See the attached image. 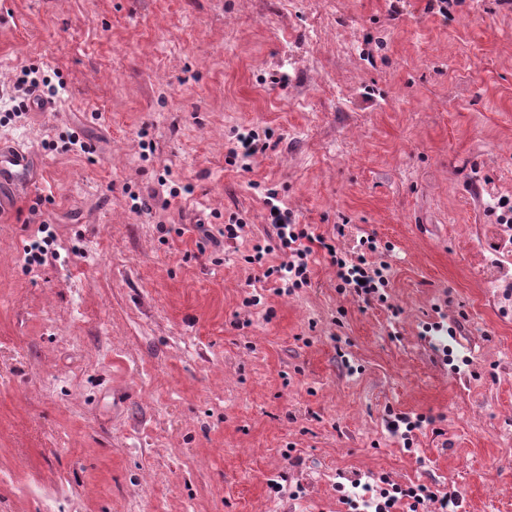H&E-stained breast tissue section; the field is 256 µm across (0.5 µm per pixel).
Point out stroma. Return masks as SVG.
Listing matches in <instances>:
<instances>
[{"label":"stroma","instance_id":"obj_1","mask_svg":"<svg viewBox=\"0 0 512 512\" xmlns=\"http://www.w3.org/2000/svg\"><path fill=\"white\" fill-rule=\"evenodd\" d=\"M24 65L65 87L0 121L37 166L0 213V512H351L338 485L382 476L512 512V286L476 246L512 201V4L0 0V90ZM270 189L374 238L386 302L318 252L244 307ZM391 412L429 418L412 448ZM234 147L229 151V158L234 160L241 159L242 161L248 160L258 151L266 149V142L261 143L259 135L250 130L247 133L238 134Z\"/></svg>","mask_w":512,"mask_h":512}]
</instances>
